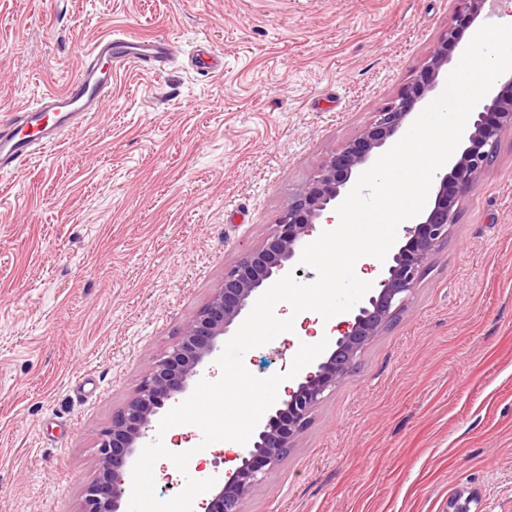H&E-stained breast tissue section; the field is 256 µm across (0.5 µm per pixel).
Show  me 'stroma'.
<instances>
[{
    "instance_id": "obj_1",
    "label": "stroma",
    "mask_w": 512,
    "mask_h": 512,
    "mask_svg": "<svg viewBox=\"0 0 512 512\" xmlns=\"http://www.w3.org/2000/svg\"><path fill=\"white\" fill-rule=\"evenodd\" d=\"M455 0H0V120L112 29L101 112L0 173V512H83L95 435L327 152L409 82ZM223 73L191 65L199 48ZM397 321L241 512H512V132ZM283 333L248 351L291 365Z\"/></svg>"
}]
</instances>
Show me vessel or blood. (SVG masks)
Returning a JSON list of instances; mask_svg holds the SVG:
<instances>
[{
  "label": "vessel or blood",
  "mask_w": 512,
  "mask_h": 512,
  "mask_svg": "<svg viewBox=\"0 0 512 512\" xmlns=\"http://www.w3.org/2000/svg\"><path fill=\"white\" fill-rule=\"evenodd\" d=\"M171 54V43L164 37L110 33L98 39L74 80L63 89L44 93L37 102L14 108L0 121V171L18 169L35 150L54 145L65 131L100 111L112 91V62L126 61L148 70Z\"/></svg>",
  "instance_id": "1"
}]
</instances>
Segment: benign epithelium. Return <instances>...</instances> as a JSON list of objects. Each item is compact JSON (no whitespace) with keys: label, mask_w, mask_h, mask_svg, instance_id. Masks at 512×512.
<instances>
[{"label":"benign epithelium","mask_w":512,"mask_h":512,"mask_svg":"<svg viewBox=\"0 0 512 512\" xmlns=\"http://www.w3.org/2000/svg\"><path fill=\"white\" fill-rule=\"evenodd\" d=\"M455 2L456 20L469 26L489 17L495 5L493 0ZM458 29L448 26L403 91L374 113L353 140L327 154L312 178L292 194L262 244L224 271L222 284L178 340L151 363L135 396L95 437L98 475L87 487L84 512H120L131 464L146 446L153 417L198 381L220 340L301 256L315 225L351 191L373 155L405 134L417 105L447 80L448 45L455 42ZM507 131H512L511 73L499 77L477 104L419 222L405 227V243L380 267L373 294L336 328L331 350L294 379L274 413L256 426L252 449L235 456L239 463L234 470L215 480L205 512H240L242 501L276 464L281 449L290 447L305 428L325 392L347 377L365 347L402 310L456 224L458 195L476 183Z\"/></svg>","instance_id":"1"}]
</instances>
